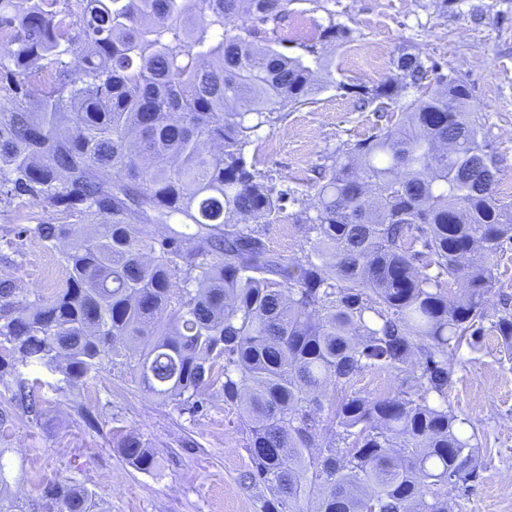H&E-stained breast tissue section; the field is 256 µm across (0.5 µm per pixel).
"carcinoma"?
Here are the masks:
<instances>
[{"mask_svg": "<svg viewBox=\"0 0 512 512\" xmlns=\"http://www.w3.org/2000/svg\"><path fill=\"white\" fill-rule=\"evenodd\" d=\"M290 3L0 0V195L99 219L52 296L0 280V383L35 417L24 368L69 387L125 368L189 411L215 394L238 410L241 482L264 512H453L442 489L481 466L448 407L453 352L488 331L512 349V311L485 326L493 259L512 245L497 147L466 86L403 53L396 76L355 92L391 126L331 157L312 202L277 188L253 136L330 76L315 47L310 63L273 47ZM290 202L301 244L285 256L259 225ZM372 368L406 373V389L353 390ZM117 448L157 465L135 433ZM92 509L82 486L43 488L40 512ZM0 512H33L1 460Z\"/></svg>", "mask_w": 512, "mask_h": 512, "instance_id": "carcinoma-1", "label": "carcinoma"}]
</instances>
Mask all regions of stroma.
I'll return each instance as SVG.
<instances>
[{
	"instance_id": "1",
	"label": "stroma",
	"mask_w": 512,
	"mask_h": 512,
	"mask_svg": "<svg viewBox=\"0 0 512 512\" xmlns=\"http://www.w3.org/2000/svg\"><path fill=\"white\" fill-rule=\"evenodd\" d=\"M332 23L348 40L323 45L330 81L314 103L257 131L252 148L260 172L312 198L315 167L380 125L376 113L355 111L352 87L385 80L392 59L409 52L439 62L467 86L498 147V192L512 201V0H292L277 48L306 56ZM375 52L377 73L370 68ZM77 221L24 197L0 201V279L14 280L30 301L64 287V245L41 240L33 229ZM457 360L448 404L476 428L485 466L469 491L453 488L448 498L454 512H512V353L490 332L481 351L461 348ZM25 375L42 381L39 418L11 409L0 386V411L9 415L0 424V459L24 501L39 503L45 484L68 480L93 493L98 512H262L259 490L239 482L248 455L237 410L222 398H209L194 413L147 395L116 369L77 388L62 387L60 375L43 368ZM130 431L155 451L152 472L122 458L116 442Z\"/></svg>"
}]
</instances>
